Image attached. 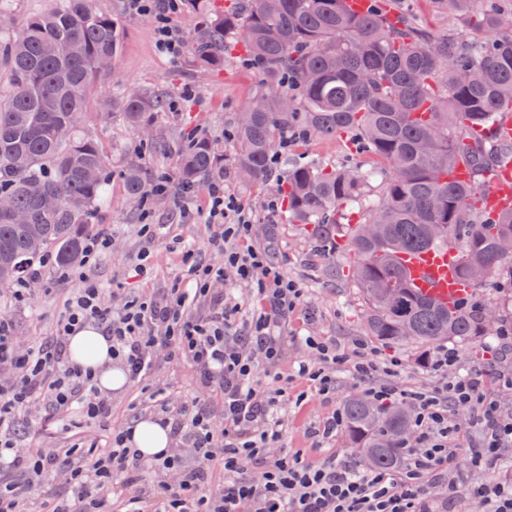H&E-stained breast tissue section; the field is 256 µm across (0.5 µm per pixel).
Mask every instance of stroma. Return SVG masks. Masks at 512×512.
Segmentation results:
<instances>
[{"label": "stroma", "instance_id": "1", "mask_svg": "<svg viewBox=\"0 0 512 512\" xmlns=\"http://www.w3.org/2000/svg\"><path fill=\"white\" fill-rule=\"evenodd\" d=\"M99 9L111 12L122 31V49L116 60L111 79L99 82L94 89V101L83 125L86 135L96 139L112 162L113 171L139 158V137L117 116L109 115L105 94L112 82H120L130 90L149 89L173 101V108L158 114L154 130L159 135L175 138L182 128H190L213 139L225 158H232L237 143L232 136L234 122L250 100L258 83L255 69L244 58L234 59L224 70L199 71L189 67L186 58L171 60L161 56L155 46V36L149 19L129 15L123 0H96ZM401 8L426 29L440 37L463 30L461 20L441 6L438 0H401ZM191 87V98H182L184 87ZM288 155L317 165L344 163L355 160L356 154L346 141H310L290 146ZM224 189L233 193L250 212L254 224V241L272 249L277 262L289 278L303 291L300 304L281 330L282 356L277 372L291 373L296 362L306 358L309 351L305 337L324 336L335 339L342 347L354 341L366 340L365 303L352 285L330 275V262L319 254L309 231L300 224L285 223L282 216H269L266 205L275 196L272 184L247 185L233 170L224 174ZM151 221L159 230L154 240L140 232L141 209L130 203L120 178H113L109 198L98 211L94 233L112 236V252L98 261L76 266L77 276L71 282L60 281L54 265L42 267L39 278L32 283L29 303L1 310L16 325L22 340H37L51 335L54 323L63 306L67 287H79L80 276L95 280L106 288V302L119 306L126 292L156 299L162 298L185 267L186 253L195 259L220 265L223 255L213 253L209 244L207 193L205 184H197L193 197L183 207H175L171 198L156 196L151 200ZM147 262L148 273L134 276L140 262ZM495 337H483L459 347V367L467 371L479 368L484 373L487 397L512 407V390L500 386V374L512 373V355H496L485 359L484 348L495 345ZM384 358L398 357L404 362L398 375L407 388H428L433 378L421 358L422 348L414 344L376 342ZM157 376L168 392L176 397L196 395L197 369L187 360L160 362ZM355 388L348 373L336 375V394L332 401L309 398L302 406L282 408L286 430V445L306 449L309 433L334 408L352 398ZM19 431L22 444H38L46 448H65L74 441L103 438L102 427L84 423L65 432L42 417L38 409L22 413Z\"/></svg>", "mask_w": 512, "mask_h": 512}]
</instances>
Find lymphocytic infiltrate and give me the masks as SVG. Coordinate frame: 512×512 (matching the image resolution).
Returning <instances> with one entry per match:
<instances>
[{
	"label": "lymphocytic infiltrate",
	"mask_w": 512,
	"mask_h": 512,
	"mask_svg": "<svg viewBox=\"0 0 512 512\" xmlns=\"http://www.w3.org/2000/svg\"><path fill=\"white\" fill-rule=\"evenodd\" d=\"M124 2L129 13L153 22L157 49L179 58L183 36L171 16L183 0ZM208 221L209 244L223 253V267L190 264L187 287L169 289L162 301L130 294L112 308L103 288L83 280L67 295L52 336L24 347L14 322L0 317V512H30L32 488L46 474L66 491L43 497L38 512H438L437 487L461 498L468 512H512V473L505 468L512 463V411L486 397L483 373L459 371L458 353L445 347L428 363L434 387L411 390L397 379L402 360L383 361L361 342L347 352L324 337H306L314 357L298 363L294 375L316 394L329 395L334 369L343 368L378 407H409L408 464L374 470L326 454L344 426L338 409L311 431L309 450L285 447L281 410L291 395L284 385L269 389L264 366L278 360L280 329L302 290L254 244L249 214L218 181L208 188ZM229 274L253 289L244 327L235 319L238 305L213 292ZM200 303L207 316L193 314ZM88 324L102 328L113 364L142 385L143 405L161 412L171 431L172 448L153 459L130 448V431L116 427L86 445L17 446L20 415L36 403L64 427L109 421L110 398L65 355L70 336ZM163 358L191 360L209 397L176 404L146 387ZM464 410L481 434L468 456L470 469L488 474L478 484L456 470L457 416Z\"/></svg>",
	"instance_id": "obj_1"
}]
</instances>
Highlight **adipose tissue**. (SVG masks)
Listing matches in <instances>:
<instances>
[{"label":"adipose tissue","instance_id":"obj_1","mask_svg":"<svg viewBox=\"0 0 512 512\" xmlns=\"http://www.w3.org/2000/svg\"><path fill=\"white\" fill-rule=\"evenodd\" d=\"M68 348L72 362L91 370L103 391L118 392L125 387L127 377L113 366L110 344L97 327L87 325L76 330Z\"/></svg>","mask_w":512,"mask_h":512}]
</instances>
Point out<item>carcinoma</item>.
<instances>
[{"mask_svg":"<svg viewBox=\"0 0 512 512\" xmlns=\"http://www.w3.org/2000/svg\"><path fill=\"white\" fill-rule=\"evenodd\" d=\"M465 8L481 33L435 39L421 25L373 4L364 15L347 0H230L189 44L191 66L218 70L233 59L234 40L257 64L260 81L237 119L238 151L224 158L206 135L190 131L172 144L142 138L148 155L176 157L181 185L208 181L230 164L248 183L270 179V158L283 139L306 143L348 137L355 153L372 161L315 165L289 162L277 178L290 224L312 226L319 249L352 259V281L367 305L366 331L387 343L435 346L494 336L512 323L494 289L512 288V208L493 222L478 203L496 150L468 132L512 115V6L502 0H446ZM121 29L95 0H52L11 33L0 26V67L11 92L0 94V195L30 213L15 224L0 212V276L13 282L47 256L60 267L82 259L112 165L98 143L80 132L94 83L112 75ZM112 111L139 131L167 107L159 94L115 86ZM61 125L72 128L57 137ZM472 166L473 181L451 179L457 163ZM384 176L380 192L373 189ZM120 177L132 202L147 193L143 166L126 165ZM57 198L41 207L45 195ZM358 215L353 225L345 216ZM451 246L474 297L444 308L418 295L400 256ZM345 429L358 459L374 468L406 463L400 440L402 410H380L367 399L345 402Z\"/></svg>","mask_w":512,"mask_h":512,"instance_id":"1","label":"carcinoma"}]
</instances>
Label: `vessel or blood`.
I'll return each mask as SVG.
<instances>
[{
    "label": "vessel or blood",
    "instance_id": "obj_1",
    "mask_svg": "<svg viewBox=\"0 0 512 512\" xmlns=\"http://www.w3.org/2000/svg\"><path fill=\"white\" fill-rule=\"evenodd\" d=\"M491 187L483 194V213L496 217L500 209L512 205V158L502 157L490 175ZM402 263L418 291L433 301L454 305L472 295L458 273L456 252L439 247L421 253L406 254Z\"/></svg>",
    "mask_w": 512,
    "mask_h": 512
}]
</instances>
